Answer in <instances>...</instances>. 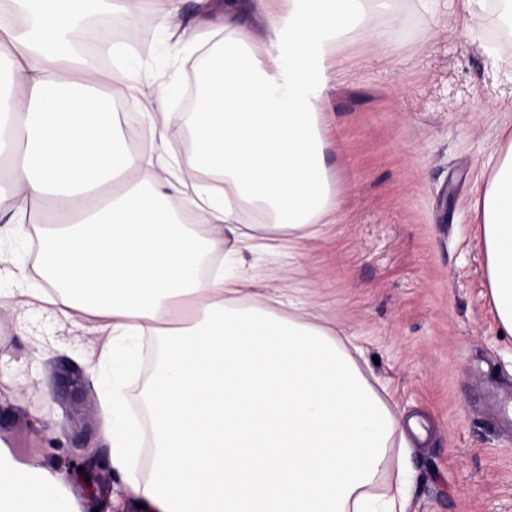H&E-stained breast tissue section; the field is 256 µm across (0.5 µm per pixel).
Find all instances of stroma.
<instances>
[{
  "mask_svg": "<svg viewBox=\"0 0 512 512\" xmlns=\"http://www.w3.org/2000/svg\"><path fill=\"white\" fill-rule=\"evenodd\" d=\"M456 0L430 17L394 0L387 44L346 35L316 63L336 221L298 246L247 254L270 288L294 289L361 348L358 365L386 391L396 419L426 432L410 458V512H512V429L494 427L492 401L512 403V340L495 325L473 212L486 162L512 132V64L490 58L484 27L454 28ZM149 76L181 90L196 48L156 28L104 17ZM0 372L37 358L40 386L0 383V450L63 476L78 502L79 469L106 460L96 386L73 332L46 316L0 327Z\"/></svg>",
  "mask_w": 512,
  "mask_h": 512,
  "instance_id": "obj_1",
  "label": "stroma"
}]
</instances>
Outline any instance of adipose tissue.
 Returning a JSON list of instances; mask_svg holds the SVG:
<instances>
[{
    "label": "adipose tissue",
    "instance_id": "ef3b65f1",
    "mask_svg": "<svg viewBox=\"0 0 512 512\" xmlns=\"http://www.w3.org/2000/svg\"><path fill=\"white\" fill-rule=\"evenodd\" d=\"M0 0V240H28L0 313L35 310L81 330L99 386L108 461L142 512H406L410 472L385 400L322 318L286 310L241 269L254 242L315 235L335 214L315 53L356 30L380 43L392 0H291L273 70L246 0H211L193 111L164 86L80 51L96 12L176 32L169 0ZM149 100V147L127 146L102 87ZM190 132L179 189L161 190L153 144ZM476 191L492 313L512 338V138ZM42 287H28L30 273ZM155 346L137 419L126 383ZM0 512H76L46 470L0 456Z\"/></svg>",
    "mask_w": 512,
    "mask_h": 512
}]
</instances>
